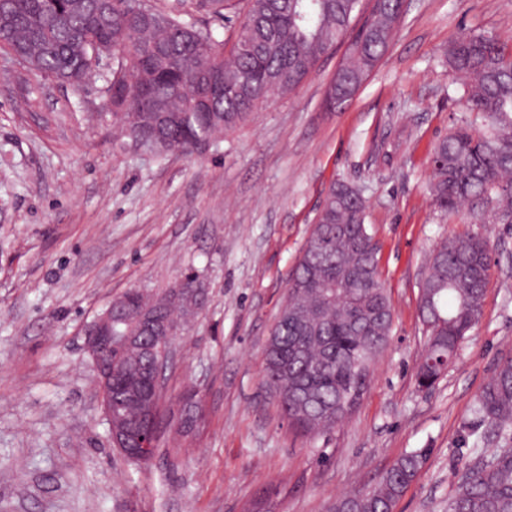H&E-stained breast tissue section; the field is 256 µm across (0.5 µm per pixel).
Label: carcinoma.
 <instances>
[{
	"mask_svg": "<svg viewBox=\"0 0 512 512\" xmlns=\"http://www.w3.org/2000/svg\"><path fill=\"white\" fill-rule=\"evenodd\" d=\"M361 0H203L223 22L225 38L150 0H112L104 17L97 0H0V49L29 44L28 69L78 91L97 77L85 63L103 26L112 31V71L103 77L112 117L134 144L161 141L156 154L188 152L199 139L217 141L246 123L267 94L296 89L330 49L352 35L323 111L340 112L385 53L401 19L398 0H374L355 32ZM462 79L460 107L480 121L451 127L431 150L429 193L445 216L465 204L490 205L512 217V47L484 34L463 33L446 52ZM216 71L224 95L208 96ZM367 204L353 185L331 186L287 282V295L264 353V383L288 421L314 437L334 429L359 404L393 325L391 297L380 279L378 248L365 224ZM491 266L479 236L445 238L433 249L420 285L419 312L429 336L416 373L419 390L432 388L454 363L458 348L482 315ZM156 323L196 311L165 296L127 295ZM116 426L142 421L127 402L144 370L161 362L134 346L112 353ZM477 423L493 427L503 444L483 448L463 466L448 512H512V359L500 362L475 398ZM424 450L395 460L377 483L336 498L330 512H394L414 481Z\"/></svg>",
	"mask_w": 512,
	"mask_h": 512,
	"instance_id": "1",
	"label": "carcinoma"
}]
</instances>
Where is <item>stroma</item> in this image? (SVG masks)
Instances as JSON below:
<instances>
[{
	"mask_svg": "<svg viewBox=\"0 0 512 512\" xmlns=\"http://www.w3.org/2000/svg\"><path fill=\"white\" fill-rule=\"evenodd\" d=\"M512 45V0H408L388 50L340 112L322 108L342 53L190 155L155 156L112 126L104 83L81 90L0 51V512H329L402 454L426 450L395 512H448L489 429L471 408L512 359V224L435 210L433 144L464 120L445 53L459 34ZM362 189L393 303L389 344L357 409L301 436L262 383L264 349L330 185ZM489 242L483 312L428 391L419 289L434 246ZM193 273L200 310L174 342L149 463L112 448L85 331L114 298ZM195 390L205 425L175 426Z\"/></svg>",
	"mask_w": 512,
	"mask_h": 512,
	"instance_id": "stroma-1",
	"label": "stroma"
}]
</instances>
